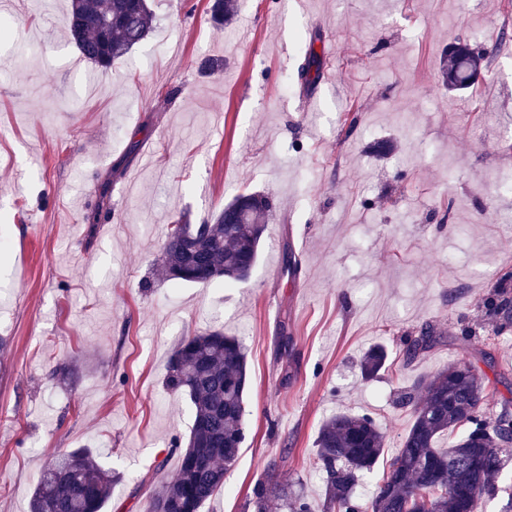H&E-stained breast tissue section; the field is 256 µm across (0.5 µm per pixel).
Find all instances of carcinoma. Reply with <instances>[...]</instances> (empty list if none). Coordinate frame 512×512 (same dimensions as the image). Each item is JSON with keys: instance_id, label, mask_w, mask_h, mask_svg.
<instances>
[{"instance_id": "obj_1", "label": "carcinoma", "mask_w": 512, "mask_h": 512, "mask_svg": "<svg viewBox=\"0 0 512 512\" xmlns=\"http://www.w3.org/2000/svg\"><path fill=\"white\" fill-rule=\"evenodd\" d=\"M214 21L235 13L233 0H213ZM148 0H70L68 38L87 62L108 68L129 54L153 29ZM482 74L480 58L460 41L448 47L443 84L467 89ZM320 75V59L311 51L298 76L305 85ZM242 193L210 220L185 224L171 220L163 247L161 271L170 280L206 284L223 278L246 280L255 266L266 217L272 205ZM487 324L495 336L512 328V272L497 280L485 299ZM444 342L433 326L403 341L406 362ZM386 346L369 349L360 362L362 377L385 369ZM168 387L186 394L194 421L179 454L176 476L148 499L147 512H200L224 489V475L238 459L245 439V403L250 389L248 355L243 342L219 330L184 338L173 351ZM484 378L465 361H454L401 397L412 407L413 423L391 458L382 482L368 502L355 495L360 475L384 455L385 438L367 414H336L319 427L315 465L326 475L323 512H478L484 499L501 489L498 478L512 460V399L491 411L484 406ZM465 432L450 448L438 439L457 428ZM283 459L273 458L255 483L246 507L269 512L275 499L285 512H312L307 497L290 492L278 480ZM112 480L85 448L62 453L43 467L29 501V512H102Z\"/></svg>"}]
</instances>
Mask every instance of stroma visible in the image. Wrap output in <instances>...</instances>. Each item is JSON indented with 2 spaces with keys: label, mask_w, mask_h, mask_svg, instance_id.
Masks as SVG:
<instances>
[{
  "label": "stroma",
  "mask_w": 512,
  "mask_h": 512,
  "mask_svg": "<svg viewBox=\"0 0 512 512\" xmlns=\"http://www.w3.org/2000/svg\"><path fill=\"white\" fill-rule=\"evenodd\" d=\"M210 2L152 0L151 34L107 69L69 43V0L0 10V512H28L41 468L72 448L115 472L104 512H143L193 423L169 358L208 329L243 340L251 387L203 512H247L282 454L281 482L322 512L314 440L339 411L385 435L356 488L370 500L412 422L398 393L450 362L485 375L487 404L512 397V332L486 335L482 305L512 272V46H497L512 0H238L220 27ZM458 40L489 70L451 94L439 76ZM246 189L273 202L250 278H162L169 215L201 223ZM427 324L444 345L406 362ZM378 343L388 367L362 378Z\"/></svg>",
  "instance_id": "obj_1"
}]
</instances>
